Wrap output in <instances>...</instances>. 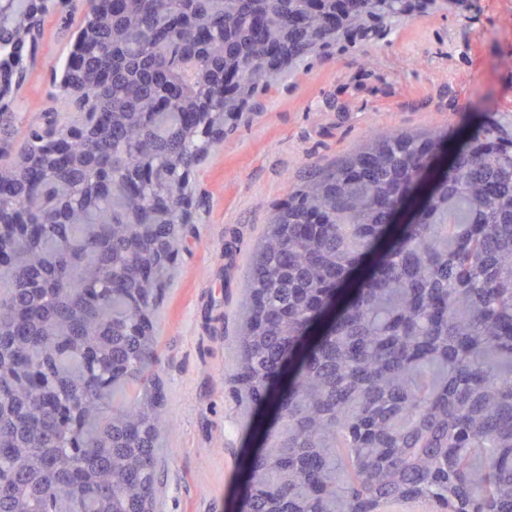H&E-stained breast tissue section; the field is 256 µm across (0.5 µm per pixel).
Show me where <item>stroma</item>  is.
I'll return each mask as SVG.
<instances>
[{
  "mask_svg": "<svg viewBox=\"0 0 512 512\" xmlns=\"http://www.w3.org/2000/svg\"><path fill=\"white\" fill-rule=\"evenodd\" d=\"M43 54L27 72L15 127L43 124L53 72L70 46L59 16L43 22ZM228 135L192 177L195 221L157 323L171 431L161 451L157 512H235L239 457L253 447L227 394L242 280L275 204L310 164H328L373 130L512 121V0H469L384 39L301 66Z\"/></svg>",
  "mask_w": 512,
  "mask_h": 512,
  "instance_id": "1",
  "label": "stroma"
}]
</instances>
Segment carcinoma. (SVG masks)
I'll return each instance as SVG.
<instances>
[{"label":"carcinoma","instance_id":"obj_1","mask_svg":"<svg viewBox=\"0 0 512 512\" xmlns=\"http://www.w3.org/2000/svg\"><path fill=\"white\" fill-rule=\"evenodd\" d=\"M15 140L34 28L0 0V509L155 512V321L193 169L283 75L407 0H93ZM438 155L410 188L426 155ZM240 512H512V128L378 129L309 166L244 274Z\"/></svg>","mask_w":512,"mask_h":512}]
</instances>
